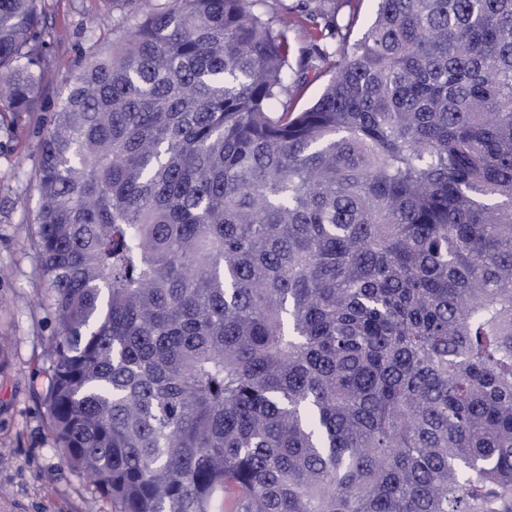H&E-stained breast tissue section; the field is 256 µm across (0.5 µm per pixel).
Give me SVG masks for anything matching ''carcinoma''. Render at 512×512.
Wrapping results in <instances>:
<instances>
[{"mask_svg":"<svg viewBox=\"0 0 512 512\" xmlns=\"http://www.w3.org/2000/svg\"><path fill=\"white\" fill-rule=\"evenodd\" d=\"M50 118L42 400L118 512H512V0H375L318 99L260 0H121ZM52 52L0 0V122Z\"/></svg>","mask_w":512,"mask_h":512,"instance_id":"cac0c4a2","label":"carcinoma"}]
</instances>
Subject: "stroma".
Wrapping results in <instances>:
<instances>
[{"label": "stroma", "instance_id": "stroma-1", "mask_svg": "<svg viewBox=\"0 0 512 512\" xmlns=\"http://www.w3.org/2000/svg\"><path fill=\"white\" fill-rule=\"evenodd\" d=\"M52 54L37 89L34 111L0 125V335L8 366L0 374V512H85L93 490L54 448L39 397L45 340L57 328L37 304L39 260L30 247L38 196L32 174L47 121L90 53L117 35L122 14L112 0H45ZM266 19L288 15L294 50H334V25L359 39L374 15V0H264Z\"/></svg>", "mask_w": 512, "mask_h": 512}]
</instances>
